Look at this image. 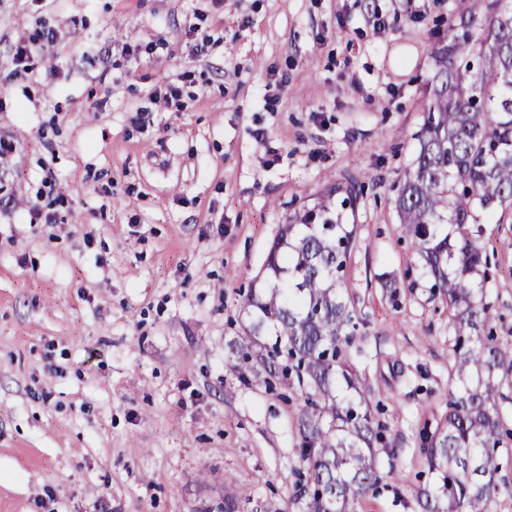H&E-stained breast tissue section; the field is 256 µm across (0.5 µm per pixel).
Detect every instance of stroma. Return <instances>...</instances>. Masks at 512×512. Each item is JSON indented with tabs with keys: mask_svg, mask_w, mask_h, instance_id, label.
I'll use <instances>...</instances> for the list:
<instances>
[{
	"mask_svg": "<svg viewBox=\"0 0 512 512\" xmlns=\"http://www.w3.org/2000/svg\"><path fill=\"white\" fill-rule=\"evenodd\" d=\"M462 11L0 0V139L13 146L0 158V512H205L228 496L238 512H303L301 394L266 386L235 346L283 224L339 183L357 187L344 297L387 426L377 463L406 475L357 512H421L436 475L419 437L448 412L454 332L394 188ZM169 83L182 87L170 102ZM34 204L52 222L30 223ZM482 242L489 325L512 341V208Z\"/></svg>",
	"mask_w": 512,
	"mask_h": 512,
	"instance_id": "1",
	"label": "stroma"
}]
</instances>
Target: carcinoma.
<instances>
[{
  "mask_svg": "<svg viewBox=\"0 0 512 512\" xmlns=\"http://www.w3.org/2000/svg\"><path fill=\"white\" fill-rule=\"evenodd\" d=\"M481 15L480 34L448 26L436 55L433 94L417 134L413 169L396 186L395 206L430 288L448 298L452 357L461 386L448 414L421 445L438 481L420 491L423 512H491L499 494L496 456L512 431L498 408V376L512 373V344L487 328L490 262L478 213L512 205V0H466ZM355 186L327 188L313 208L283 225L252 286L254 339L241 347L269 376L293 381L305 395L298 420L297 498L305 512H356L382 481L400 483L395 464L379 470L376 421L363 378L346 347L357 323L343 300V267L355 229L338 210L353 206Z\"/></svg>",
  "mask_w": 512,
  "mask_h": 512,
  "instance_id": "cac0c4a2",
  "label": "carcinoma"
}]
</instances>
